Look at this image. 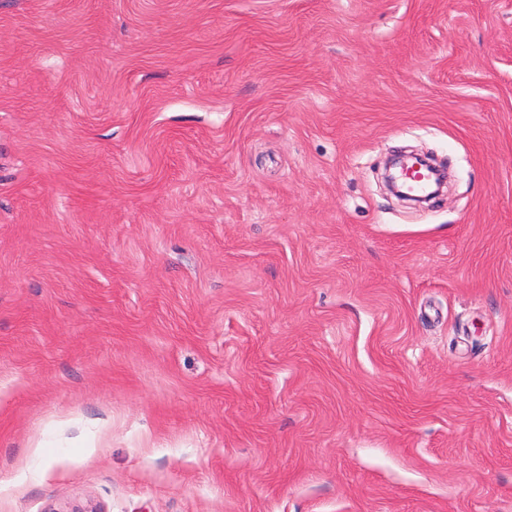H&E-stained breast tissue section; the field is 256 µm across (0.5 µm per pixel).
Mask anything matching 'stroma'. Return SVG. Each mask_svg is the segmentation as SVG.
<instances>
[{
	"label": "stroma",
	"instance_id": "obj_1",
	"mask_svg": "<svg viewBox=\"0 0 512 512\" xmlns=\"http://www.w3.org/2000/svg\"><path fill=\"white\" fill-rule=\"evenodd\" d=\"M74 506L512 512V0H0V512ZM416 153H406L401 152L397 155H395L387 164L385 173H384V183L387 188V190L397 197L400 200H416V201H428L435 195L439 194L440 192V180L438 178L435 179V185H436V191L425 199H416V198H410L409 196L405 195L399 187L398 179L397 177L391 172L392 169L399 167L401 170H404L407 167V159L408 158H417Z\"/></svg>",
	"mask_w": 512,
	"mask_h": 512
}]
</instances>
